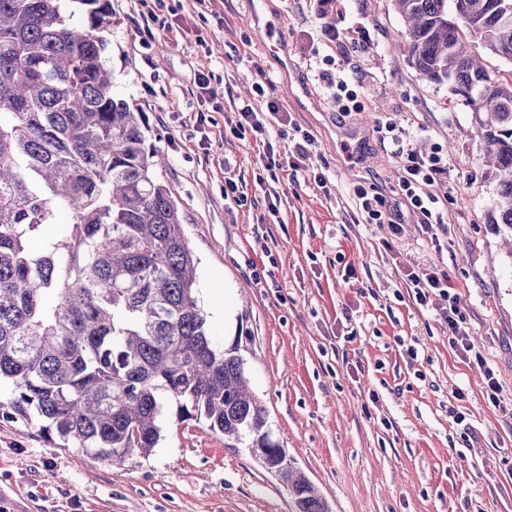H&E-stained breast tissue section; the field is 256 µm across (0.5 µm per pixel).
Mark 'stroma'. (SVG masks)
<instances>
[{
	"mask_svg": "<svg viewBox=\"0 0 512 512\" xmlns=\"http://www.w3.org/2000/svg\"><path fill=\"white\" fill-rule=\"evenodd\" d=\"M111 0L106 65L115 98L142 116L158 178L197 260L199 303L217 346L235 352L273 440L329 512H512V259L489 223L497 186L484 143L447 84L419 79L392 0ZM158 23L143 29V15ZM332 24L344 44L323 40ZM209 71L206 98L194 78ZM361 80L362 111L337 112L320 71ZM285 109L263 136L233 133L232 103L254 85ZM209 120L199 124L197 114ZM393 122L438 148L432 185L448 237L415 219L399 235L367 223L359 189L401 194L403 163L378 132ZM359 125L360 141L343 137ZM313 143L307 156L294 145ZM282 167L269 175L267 151ZM277 194L278 213L268 210ZM435 266L497 381L448 345L445 302L418 305L406 275ZM286 485L244 445L169 406L149 455H88L34 417H0V512H294Z\"/></svg>",
	"mask_w": 512,
	"mask_h": 512,
	"instance_id": "35a3bbf8",
	"label": "stroma"
}]
</instances>
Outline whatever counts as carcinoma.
<instances>
[{
  "instance_id": "cac0c4a2",
  "label": "carcinoma",
  "mask_w": 512,
  "mask_h": 512,
  "mask_svg": "<svg viewBox=\"0 0 512 512\" xmlns=\"http://www.w3.org/2000/svg\"><path fill=\"white\" fill-rule=\"evenodd\" d=\"M0 0V410L94 457L147 455L164 402L179 417L248 448L283 481L295 512H328L282 458L268 414L248 390L243 359L217 349L196 297V260L179 209L156 176L139 113L112 94L103 35L109 0ZM411 66L448 82L475 113L485 175L497 183L488 223L512 255V20L501 0H392ZM70 215L68 234L30 242Z\"/></svg>"
}]
</instances>
